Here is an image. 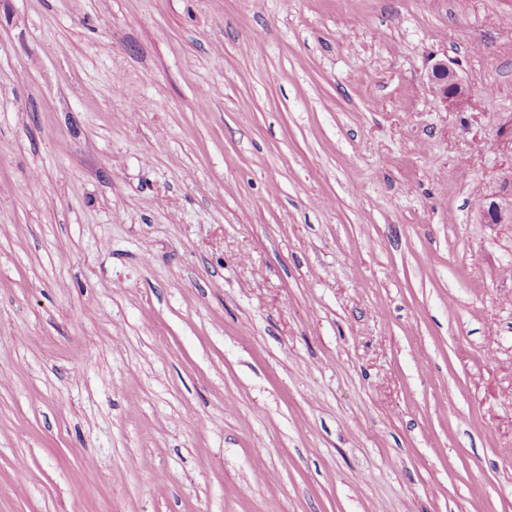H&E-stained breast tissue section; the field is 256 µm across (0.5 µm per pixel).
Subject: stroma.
I'll use <instances>...</instances> for the list:
<instances>
[{"label": "stroma", "mask_w": 512, "mask_h": 512, "mask_svg": "<svg viewBox=\"0 0 512 512\" xmlns=\"http://www.w3.org/2000/svg\"><path fill=\"white\" fill-rule=\"evenodd\" d=\"M0 512H512V0H0ZM427 80L435 98L449 111L466 109L470 92L447 63L436 60L428 70Z\"/></svg>", "instance_id": "stroma-1"}]
</instances>
